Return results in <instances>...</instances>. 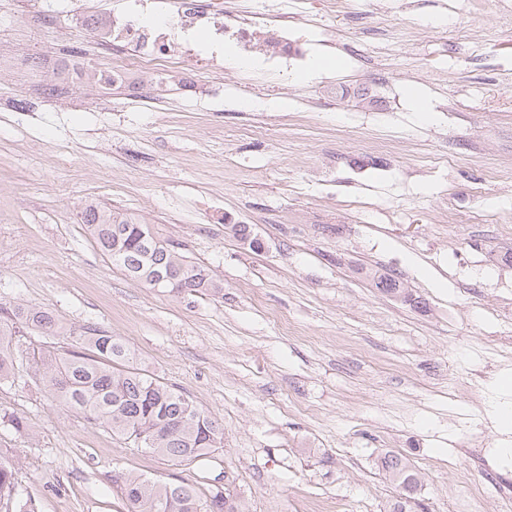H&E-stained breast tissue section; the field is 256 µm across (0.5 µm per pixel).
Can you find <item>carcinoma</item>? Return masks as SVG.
Segmentation results:
<instances>
[{
	"label": "carcinoma",
	"mask_w": 512,
	"mask_h": 512,
	"mask_svg": "<svg viewBox=\"0 0 512 512\" xmlns=\"http://www.w3.org/2000/svg\"><path fill=\"white\" fill-rule=\"evenodd\" d=\"M81 223L113 265L148 288L186 287L203 293L216 287L203 266L157 240L148 225L132 216L90 202L81 211ZM58 330L56 316L46 309L0 306V384L13 380L17 347L26 333L51 336ZM132 359L124 341L92 325L79 330L74 349L65 357L42 349L31 353L45 387L89 423L177 462L197 461L215 451L223 442V424L185 393L146 373L122 368ZM381 467L401 488L389 512H412L417 474L392 454L381 459ZM21 469L18 458L0 451V512H34L33 505L20 498ZM123 487L131 512H234L233 506H224V498L181 481L128 475Z\"/></svg>",
	"instance_id": "1"
}]
</instances>
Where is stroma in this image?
Wrapping results in <instances>:
<instances>
[{
    "label": "stroma",
    "instance_id": "1",
    "mask_svg": "<svg viewBox=\"0 0 512 512\" xmlns=\"http://www.w3.org/2000/svg\"><path fill=\"white\" fill-rule=\"evenodd\" d=\"M322 2L294 0L301 58L286 67L261 51L224 61L198 34L223 64L193 92L46 97L21 74L0 82V305L52 310L67 329L22 338L0 384V411L27 424L0 425V449L23 461L35 512H129L130 474L220 482L238 512H387L388 451L418 473L425 512H465L473 484L512 491V425L497 415L512 405V176L489 174L512 166V0H351L333 14ZM68 23L59 41L0 0V47L92 50ZM317 59L342 67L299 81ZM89 201L134 214L218 290L126 277L80 222ZM238 222L263 253L233 237ZM374 271L426 311L381 293ZM87 325L219 419L222 448L173 462L66 408L26 351L65 354Z\"/></svg>",
    "mask_w": 512,
    "mask_h": 512
}]
</instances>
